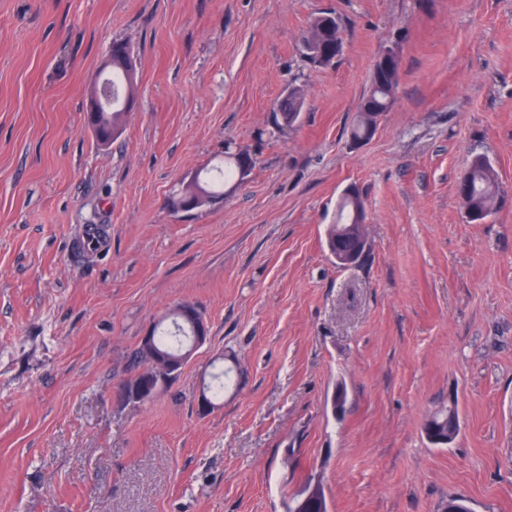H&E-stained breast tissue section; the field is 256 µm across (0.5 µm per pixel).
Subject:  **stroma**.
<instances>
[{"label": "stroma", "mask_w": 512, "mask_h": 512, "mask_svg": "<svg viewBox=\"0 0 512 512\" xmlns=\"http://www.w3.org/2000/svg\"><path fill=\"white\" fill-rule=\"evenodd\" d=\"M323 12L327 67L302 46ZM116 41L138 96L104 145L85 112ZM390 45L396 100L353 144ZM228 149L242 183L173 212ZM477 154L500 196L472 223ZM352 186L367 245L342 266ZM184 302L206 343L128 399L132 351ZM449 402L458 434L432 445ZM310 481L329 512H512V0H0V512H284ZM343 48L340 26L336 17L331 13H323L313 18L305 31L302 39L303 49L312 63L318 66H329L336 56V41ZM330 55L326 58L324 55ZM348 192H352L349 189ZM346 193L341 197L336 208V221L330 224L327 230L326 244L330 255L343 265L358 263L362 256L357 248L359 245L358 227L355 222L357 213L364 207V200L361 192L357 189L353 194ZM357 248L354 252L337 256V250H348ZM453 421H456L458 425V412L455 404L436 411L426 420L424 428H432L437 435L445 436V432L448 431Z\"/></svg>", "instance_id": "stroma-1"}]
</instances>
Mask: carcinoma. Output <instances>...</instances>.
I'll return each instance as SVG.
<instances>
[{"label":"carcinoma","mask_w":512,"mask_h":512,"mask_svg":"<svg viewBox=\"0 0 512 512\" xmlns=\"http://www.w3.org/2000/svg\"><path fill=\"white\" fill-rule=\"evenodd\" d=\"M341 39L340 26L336 17L331 13H323L313 18L302 39L303 49L312 63L328 66L336 56V41ZM112 71L108 77L112 85V111L98 112L94 116L92 127L98 138L104 140L118 136L123 128L129 108L125 99L135 100L137 83L133 72L130 71L131 57L126 44H112ZM400 59L392 63L391 72H386L381 64H376L371 78L370 89L361 100L355 119L350 129V139L353 142L369 139L377 129V118L389 111L395 100L399 75ZM303 99L299 93L292 91L281 104L276 116L287 122L296 120L294 113L302 110ZM253 158L243 151H226L224 160L210 168L197 172V182L187 186L193 197L205 198L209 205L228 194L226 186L235 182L242 168H251ZM467 187V195L461 201L467 212L477 214L475 221L489 217L496 208L499 186L496 172L485 156H476L469 167L461 175ZM364 207L361 192L346 193L341 197L336 208V221L329 225L326 244L330 254L338 250L354 249L359 245L357 213ZM174 329L161 325L155 326V348L173 359H178L189 347L192 323L181 318H174ZM230 371L221 370L212 375V381L205 390L211 399L224 397ZM458 420L455 405L451 404L431 415L425 422L424 428H431L436 434L443 436L450 424Z\"/></svg>","instance_id":"obj_1"}]
</instances>
